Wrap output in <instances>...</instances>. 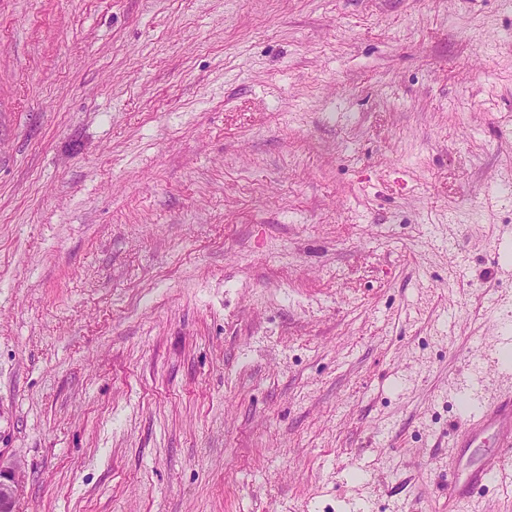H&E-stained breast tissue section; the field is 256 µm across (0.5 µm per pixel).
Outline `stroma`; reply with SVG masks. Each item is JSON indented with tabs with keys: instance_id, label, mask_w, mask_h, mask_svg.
Wrapping results in <instances>:
<instances>
[{
	"instance_id": "1",
	"label": "stroma",
	"mask_w": 512,
	"mask_h": 512,
	"mask_svg": "<svg viewBox=\"0 0 512 512\" xmlns=\"http://www.w3.org/2000/svg\"><path fill=\"white\" fill-rule=\"evenodd\" d=\"M504 265L512 0H0L16 512H448Z\"/></svg>"
}]
</instances>
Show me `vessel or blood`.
<instances>
[{
    "label": "vessel or blood",
    "mask_w": 512,
    "mask_h": 512,
    "mask_svg": "<svg viewBox=\"0 0 512 512\" xmlns=\"http://www.w3.org/2000/svg\"><path fill=\"white\" fill-rule=\"evenodd\" d=\"M511 347V335L498 336L472 375L457 387L458 396L470 405L471 411L468 424L458 435L456 473L447 486L448 505L456 512L471 507L488 482L512 476V392L492 396L485 393L482 383L484 371L512 373V362L502 356L503 350ZM489 438L494 439L496 452L491 462L484 465L476 462L469 451L481 447Z\"/></svg>",
    "instance_id": "b4317fda"
}]
</instances>
